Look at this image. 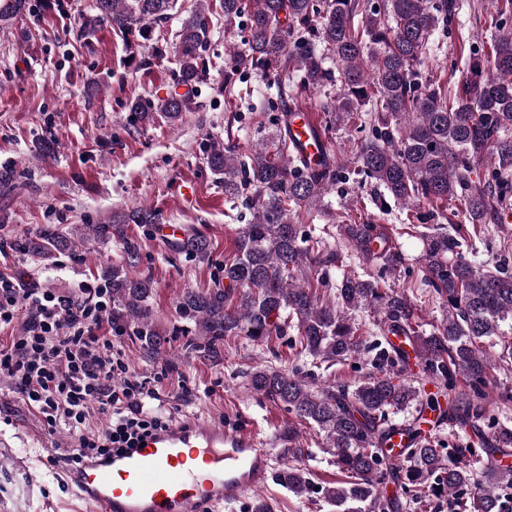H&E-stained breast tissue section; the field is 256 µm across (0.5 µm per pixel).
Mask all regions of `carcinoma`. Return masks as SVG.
<instances>
[{"mask_svg":"<svg viewBox=\"0 0 512 512\" xmlns=\"http://www.w3.org/2000/svg\"><path fill=\"white\" fill-rule=\"evenodd\" d=\"M177 0H94L84 18L90 38L108 26L125 47L129 65L148 69L165 57L160 34ZM182 19L175 35L171 92L155 103L138 97L128 110L135 125L159 117L174 125L192 110L189 91L206 69L211 37L209 0ZM224 28L246 20L248 39L225 46L224 91L243 74L274 86L279 98L288 86L300 92L329 93L330 124L360 116L354 168L324 157L312 164L297 157L288 139L294 111L282 108L272 118L275 141L256 142L240 158L229 145L214 141L206 155L212 173L224 181V195L241 200L250 221L240 231L234 253L220 266V288L187 290L180 315L192 321L197 340L185 347L215 355L230 336L263 343L294 335L301 352L319 364L334 365L365 355L369 373L354 387L317 386L295 373L270 368L250 375L257 395L282 405L296 422L284 429L287 453L298 456L300 426L321 436L322 447L343 476L338 487L322 493L336 512H402L420 499L422 489L438 500L471 489L467 512H504L501 485L512 486V469L491 470L475 478L469 459L512 455V423H490L489 373L512 371V239H499L497 264L484 268L476 257L484 239L443 214L421 235L424 281L448 307L442 321L425 329L418 308L404 290L384 288L385 275L404 264L385 227L369 221L339 225V235L372 263L363 276L331 271L344 266L342 252L331 248L295 220L298 208L318 202L336 184L356 181L386 191L408 210L458 200L471 225L496 223L512 198V30L495 37L492 54L472 53L462 93L452 103L448 91L421 79V66L433 54L437 34L473 8L469 0H220ZM30 9L29 0H0V23ZM489 155L487 177L472 179L474 164ZM157 214L139 207L112 216L110 224L67 230L49 225L18 241L26 254L78 251L87 236L123 235L126 224H155ZM468 243L471 258L462 256ZM172 250L205 258L207 240L192 233ZM128 261L103 272L112 287V321L139 343L152 360L166 354L169 340L153 327L148 305L153 282L133 273L138 258L126 243ZM370 309L380 316L377 331L363 336L353 313ZM502 342L495 360L479 349L485 339ZM420 357L422 376H403L409 360L404 346ZM437 391H422L423 381ZM413 410L417 419L398 426L390 415ZM428 411L469 427L481 448L467 441L443 447L423 433L417 421ZM410 440L404 461L394 454V435ZM277 479L298 496L316 484L306 468L288 466Z\"/></svg>","mask_w":512,"mask_h":512,"instance_id":"obj_1","label":"carcinoma"}]
</instances>
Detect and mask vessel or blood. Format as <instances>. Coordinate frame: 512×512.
<instances>
[{"label":"vessel or blood","instance_id":"vessel-or-blood-1","mask_svg":"<svg viewBox=\"0 0 512 512\" xmlns=\"http://www.w3.org/2000/svg\"><path fill=\"white\" fill-rule=\"evenodd\" d=\"M290 130L310 161L326 145L311 115ZM272 450L254 433L189 420L112 456L94 455L69 479L87 512H214L267 482Z\"/></svg>","mask_w":512,"mask_h":512}]
</instances>
